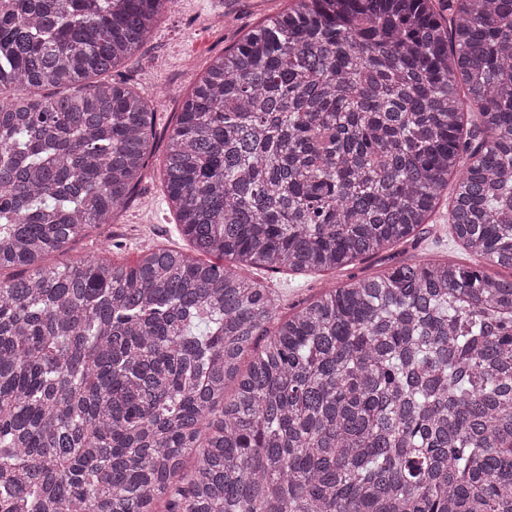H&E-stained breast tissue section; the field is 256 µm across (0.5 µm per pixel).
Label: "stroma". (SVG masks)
Here are the masks:
<instances>
[{
  "mask_svg": "<svg viewBox=\"0 0 512 512\" xmlns=\"http://www.w3.org/2000/svg\"><path fill=\"white\" fill-rule=\"evenodd\" d=\"M292 0H178L175 9L163 13L150 41L141 47L128 64L113 71L116 80H126L155 113V151L144 171L135 200L118 212L113 222L90 230L71 243L63 254L51 256L53 264L70 263L96 255L101 240L112 238L118 250L111 257L119 263L134 264L145 247L183 249L187 241L179 231L173 214L166 209L162 182V162L166 131L175 124L184 98L194 89L212 60L225 48L239 43L254 27L280 15ZM224 22H217V14ZM447 206H440L430 224L425 225L417 244L395 246L390 256L410 262L428 253L463 266L478 265L479 259L454 240L446 223ZM387 256V257H390ZM385 256L355 262L341 270L309 275L288 271H255L254 277L276 292L280 316L292 314L304 302L324 289L349 284L376 275L386 266Z\"/></svg>",
  "mask_w": 512,
  "mask_h": 512,
  "instance_id": "1",
  "label": "stroma"
}]
</instances>
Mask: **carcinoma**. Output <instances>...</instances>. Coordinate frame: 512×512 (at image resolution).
Returning <instances> with one entry per match:
<instances>
[{
  "instance_id": "cac0c4a2",
  "label": "carcinoma",
  "mask_w": 512,
  "mask_h": 512,
  "mask_svg": "<svg viewBox=\"0 0 512 512\" xmlns=\"http://www.w3.org/2000/svg\"><path fill=\"white\" fill-rule=\"evenodd\" d=\"M445 2L294 0L168 133L190 252L57 266L153 149L149 105L90 79L172 0H10L0 512H512V277L398 262L282 320L243 274L343 269L450 194L462 246L512 269V0Z\"/></svg>"
}]
</instances>
